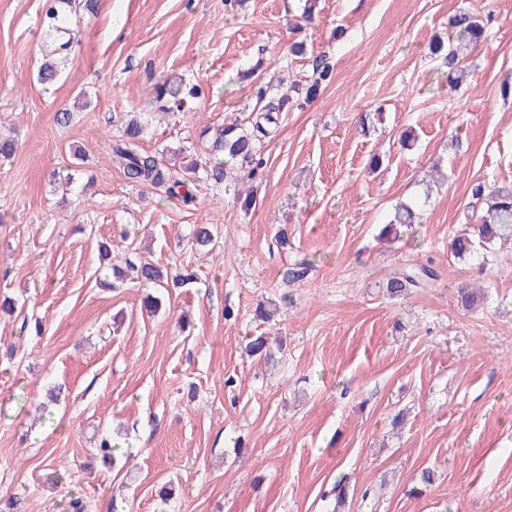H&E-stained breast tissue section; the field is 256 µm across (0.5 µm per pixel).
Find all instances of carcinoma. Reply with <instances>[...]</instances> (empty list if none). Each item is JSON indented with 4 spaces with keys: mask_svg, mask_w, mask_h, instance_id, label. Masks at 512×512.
I'll return each mask as SVG.
<instances>
[{
    "mask_svg": "<svg viewBox=\"0 0 512 512\" xmlns=\"http://www.w3.org/2000/svg\"><path fill=\"white\" fill-rule=\"evenodd\" d=\"M448 27L454 30L455 37L447 41L440 37L435 39L430 45V53L447 60L448 81L459 84L467 77V67L464 64L466 57L485 39V23L481 16L464 12L452 17ZM65 61L66 58L63 56L44 61L38 72L39 80L53 81ZM330 79L329 67L314 70L313 79L305 87V98H316L322 84ZM166 94L172 97L180 108L186 103V98L197 97L199 91L191 87L183 94L181 90L173 89L164 83L159 86L158 97ZM277 120L278 117L269 109L256 117L248 128L238 122L224 125L208 146L210 155L217 159L215 173H220L221 165L225 162L241 161L256 168L262 166L263 161L257 158L256 144L269 137L268 125L276 123ZM143 130V123L132 122L126 128L125 137L112 146L113 159L118 167L134 184L149 185L170 197L180 198L187 205L192 203L194 195L187 190L186 175L196 173L199 164L194 162L182 171L167 167L156 155L139 149L137 140ZM470 195L482 204V210L465 215V232L455 235L452 239L451 253L461 260L471 257L477 252V248L495 238L501 241L512 240V184L488 185L484 182H475L470 186ZM415 219V209L407 204H401L395 211L394 219L384 227V230L388 231L398 224H413ZM131 271L136 279L145 284L161 285L166 278L162 268L149 263L133 265ZM309 271L308 263H295L284 271V280L289 283L303 281ZM437 278L438 272L431 266L407 264L388 279L385 291L392 298L405 297L417 289L429 287ZM246 350L250 355L265 360L273 357L268 338L265 336L251 338Z\"/></svg>",
    "mask_w": 512,
    "mask_h": 512,
    "instance_id": "carcinoma-1",
    "label": "carcinoma"
}]
</instances>
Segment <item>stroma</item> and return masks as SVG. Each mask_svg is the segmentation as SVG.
Returning a JSON list of instances; mask_svg holds the SVG:
<instances>
[{"instance_id": "35a3bbf8", "label": "stroma", "mask_w": 512, "mask_h": 512, "mask_svg": "<svg viewBox=\"0 0 512 512\" xmlns=\"http://www.w3.org/2000/svg\"><path fill=\"white\" fill-rule=\"evenodd\" d=\"M56 2L0 0V137L15 143L0 156V297L17 307L0 312V499L332 512L341 480L342 512H512V242L449 251L471 183H512V0H316L310 21L304 0H87L43 85ZM464 9L492 21L453 89L428 45ZM323 58L332 79L305 101ZM167 77L200 96L174 109L157 97ZM285 95L257 172L194 180V203L110 160L139 113V148L180 169L205 160L206 128L250 124ZM403 203L419 224L382 234ZM197 224L213 226L211 248L192 245ZM131 261L192 279L154 291L152 315L148 286L113 274ZM300 261L307 279L284 281ZM406 263L437 280L387 296ZM463 288L484 297L466 308ZM263 299L279 306L267 323L253 316ZM260 334L281 338L276 363L246 354ZM104 437L116 466L94 454ZM428 467L436 479L417 489Z\"/></svg>"}]
</instances>
